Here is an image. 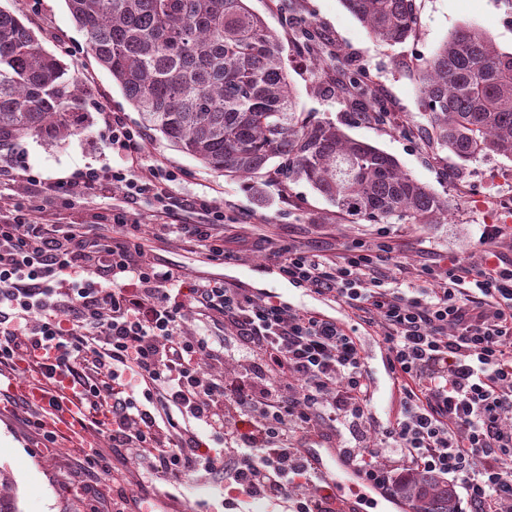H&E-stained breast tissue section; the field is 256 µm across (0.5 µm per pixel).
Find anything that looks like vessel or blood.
I'll return each instance as SVG.
<instances>
[{"label":"vessel or blood","instance_id":"vessel-or-blood-1","mask_svg":"<svg viewBox=\"0 0 512 512\" xmlns=\"http://www.w3.org/2000/svg\"><path fill=\"white\" fill-rule=\"evenodd\" d=\"M60 404L61 408L56 413L58 425L69 432H79L76 397L72 390H64ZM304 454L318 479L345 501L347 512H412L405 502L380 494L376 486L356 472L348 457L338 448H308Z\"/></svg>","mask_w":512,"mask_h":512}]
</instances>
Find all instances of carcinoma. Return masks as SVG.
Returning <instances> with one entry per match:
<instances>
[{
    "mask_svg": "<svg viewBox=\"0 0 512 512\" xmlns=\"http://www.w3.org/2000/svg\"><path fill=\"white\" fill-rule=\"evenodd\" d=\"M369 34L404 42L415 0H341ZM87 52L121 88L141 123L205 167L255 181L271 160L339 211L381 224H438L448 206L378 147L330 121L297 111L282 48L246 0H66ZM295 51L322 34L296 22ZM422 116L460 164L480 155L512 160V52L464 23L420 68ZM92 90L69 73L24 22L0 7V149L32 136L74 134ZM415 512H457L445 478L415 470L399 478Z\"/></svg>",
    "mask_w": 512,
    "mask_h": 512,
    "instance_id": "cac0c4a2",
    "label": "carcinoma"
}]
</instances>
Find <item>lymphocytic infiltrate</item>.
Returning <instances> with one entry per match:
<instances>
[{"label": "lymphocytic infiltrate", "instance_id": "obj_1", "mask_svg": "<svg viewBox=\"0 0 512 512\" xmlns=\"http://www.w3.org/2000/svg\"><path fill=\"white\" fill-rule=\"evenodd\" d=\"M23 177L36 189L31 204L0 210V372L33 364L55 387H76L82 406L108 409L113 447L145 476L220 472L238 494L290 500L293 512H330L329 495L294 496L315 473L288 440L339 420L365 423L372 391L357 336L364 329L384 346L399 394V416L383 433L396 458L381 465L349 446L352 463L386 493L395 470L424 469L463 480L462 512H512V262L493 247L502 225L484 226L478 258L424 266L428 286L416 296L363 244L332 260L298 247L276 251L289 280L346 307L339 321L219 281L195 282L181 298L178 276L146 260L128 208L107 225L50 220L61 198L88 199L106 187L129 205L150 195L158 201L155 235L227 257L223 211L199 198L192 206L209 222L182 220L167 189L174 172L136 179L110 167L52 183L29 171ZM188 309L223 321L225 335L186 334ZM230 339L246 352L236 370L224 361ZM199 427L230 444L233 458L202 452Z\"/></svg>", "mask_w": 512, "mask_h": 512}]
</instances>
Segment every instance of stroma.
I'll use <instances>...</instances> for the list:
<instances>
[{
	"label": "stroma",
	"instance_id": "35a3bbf8",
	"mask_svg": "<svg viewBox=\"0 0 512 512\" xmlns=\"http://www.w3.org/2000/svg\"><path fill=\"white\" fill-rule=\"evenodd\" d=\"M14 3L46 49L61 54L70 72L93 89L87 105L89 119L79 131L53 144L22 138L14 146L15 154L49 182L86 167L122 166V159L102 136L104 117L119 113L128 126L142 130L139 115L110 74L87 55L85 38L64 0H0L2 7ZM249 6L283 47L299 111L334 122L349 136L395 157L404 170L447 203V223L419 227L392 219L373 224L339 212L306 183L288 181L272 170L263 194L256 195L148 130H142L134 172L156 166L174 171L177 180L171 195L176 203L208 196L223 208L227 230H234L239 222L258 224L282 246L318 250L331 258L337 249L359 242H387L391 249L385 264L388 274L416 288L427 285L420 274L423 265L477 256L484 248L480 235L486 224L505 225L494 248L512 259V161L488 155L459 165L432 137L421 117L417 81L422 58L463 23L476 24L498 50L512 52V0H415V31L396 45L372 37L340 0H249ZM295 18L311 22L322 33L316 57L326 64L324 74L314 75L308 59L296 53L291 24ZM345 60L360 69L386 107L382 119L370 117L343 88L341 63ZM124 206L121 193L105 189L88 200L61 202L60 218L65 224H93L98 215ZM131 208L134 220L149 234L148 259L181 274L184 284L220 280L231 288L274 293L288 305L321 316L344 318L346 310L334 298L288 281L266 251L232 241L228 244L231 258L213 261L193 243L151 236L154 199H140ZM360 342L373 389L369 418L353 432L337 424L325 430L322 438L339 448L360 442L362 447L377 449L378 462L387 463L392 455L381 450V433L395 421L398 395L383 346L366 334ZM37 378L33 371L0 375V435L5 438L0 444V469L9 477L5 492L15 496L20 512H112V500L120 495L127 498L129 512H195L198 502L216 505L226 498L225 480L219 473L198 470L175 482L163 475L144 478L124 450L112 447L102 433L101 425L109 419L107 410L89 414L90 424L82 433L59 431L53 418L43 417L41 408L20 395L19 382ZM39 417L44 418V427H35ZM50 431L55 432L56 442L49 448L45 435ZM88 448L99 450L100 467H87L84 451Z\"/></svg>",
	"mask_w": 512,
	"mask_h": 512
}]
</instances>
